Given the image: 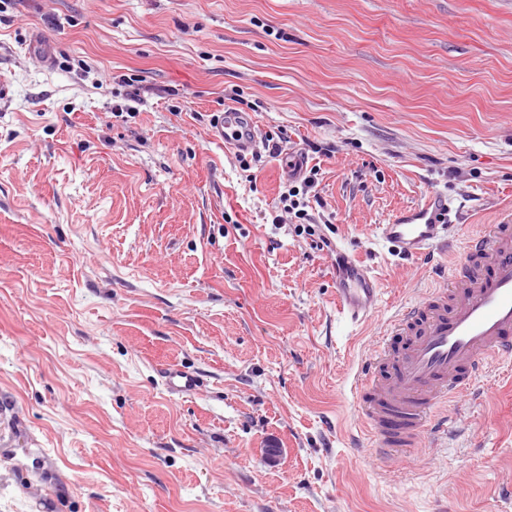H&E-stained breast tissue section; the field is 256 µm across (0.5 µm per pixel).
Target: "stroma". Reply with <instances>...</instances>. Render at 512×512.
<instances>
[{"label": "stroma", "mask_w": 512, "mask_h": 512, "mask_svg": "<svg viewBox=\"0 0 512 512\" xmlns=\"http://www.w3.org/2000/svg\"><path fill=\"white\" fill-rule=\"evenodd\" d=\"M1 81L0 443L32 455L0 462V512H34L42 453L57 512H512V362L389 460L350 394L512 209V0H7ZM226 108L317 169L313 215L379 279L368 324L337 311L335 252L274 223L280 159L211 140ZM429 192L448 239L395 254L377 225ZM167 366L202 389L168 394Z\"/></svg>", "instance_id": "stroma-1"}]
</instances>
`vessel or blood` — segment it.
<instances>
[{"mask_svg":"<svg viewBox=\"0 0 512 512\" xmlns=\"http://www.w3.org/2000/svg\"><path fill=\"white\" fill-rule=\"evenodd\" d=\"M212 138L239 152L256 144L252 121L231 108L219 115ZM449 211L447 198L427 194L378 225L376 236L406 257H421L447 236ZM464 257L449 282L395 314L354 379L361 425L379 454L419 447L428 432L447 430L439 406L471 395L488 366L512 359V214L471 234ZM336 299L351 323L372 317L379 287L371 268L344 260ZM163 385L183 396L197 393L201 382L193 372L169 367Z\"/></svg>","mask_w":512,"mask_h":512,"instance_id":"1","label":"vessel or blood"}]
</instances>
